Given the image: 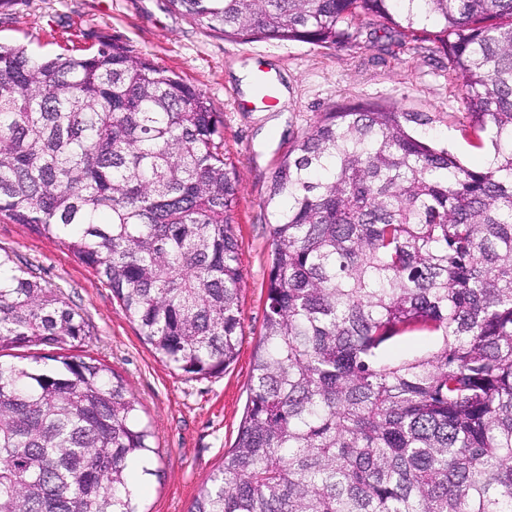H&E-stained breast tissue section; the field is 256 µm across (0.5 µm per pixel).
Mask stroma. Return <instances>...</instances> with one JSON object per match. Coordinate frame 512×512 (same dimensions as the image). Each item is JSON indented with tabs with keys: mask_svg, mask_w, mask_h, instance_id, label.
I'll return each mask as SVG.
<instances>
[{
	"mask_svg": "<svg viewBox=\"0 0 512 512\" xmlns=\"http://www.w3.org/2000/svg\"><path fill=\"white\" fill-rule=\"evenodd\" d=\"M179 73L224 117V140L240 184L235 214L244 284L243 340L223 374L191 379L161 362L138 336L111 288L57 239L0 221V247L12 252L81 313L88 334L79 355L125 381L150 420L160 478L146 484L147 512H189L200 487L235 444L248 398L253 353L263 332L271 239L266 206L279 160L317 117L345 104L394 105L431 116L432 136L467 166L483 152L465 132L462 93L448 81V58L423 42L362 34L359 45L326 49L303 42H242L197 25L169 0H10L0 6V40L44 55H80L100 39ZM273 71L283 105L244 93L237 70Z\"/></svg>",
	"mask_w": 512,
	"mask_h": 512,
	"instance_id": "35a3bbf8",
	"label": "stroma"
}]
</instances>
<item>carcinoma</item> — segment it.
<instances>
[{"instance_id": "obj_1", "label": "carcinoma", "mask_w": 512, "mask_h": 512, "mask_svg": "<svg viewBox=\"0 0 512 512\" xmlns=\"http://www.w3.org/2000/svg\"><path fill=\"white\" fill-rule=\"evenodd\" d=\"M227 38L448 56L471 168L374 103L319 116L266 200L264 332L233 449L190 512H512V0H170ZM239 176L224 118L117 40L39 57L0 42V220L104 277L190 378L242 344ZM421 334L419 355L398 351ZM84 318L0 253V348L74 346ZM0 363V512H140L154 432L95 359Z\"/></svg>"}]
</instances>
